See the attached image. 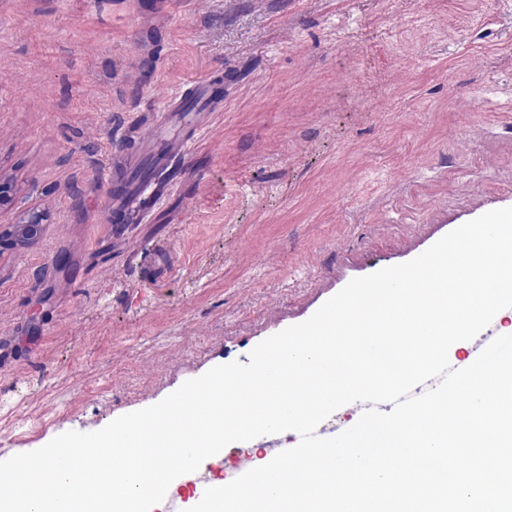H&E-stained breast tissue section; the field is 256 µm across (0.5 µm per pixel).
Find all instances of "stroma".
<instances>
[{"mask_svg":"<svg viewBox=\"0 0 512 512\" xmlns=\"http://www.w3.org/2000/svg\"><path fill=\"white\" fill-rule=\"evenodd\" d=\"M209 81L155 213L152 115ZM0 461L248 363L356 277L512 207V0H0ZM299 434L227 445L238 459ZM46 215L43 212H33L25 220L13 224L9 229L17 244L25 246L36 241L45 228Z\"/></svg>","mask_w":512,"mask_h":512,"instance_id":"35a3bbf8","label":"stroma"}]
</instances>
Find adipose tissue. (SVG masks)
<instances>
[{
	"mask_svg": "<svg viewBox=\"0 0 512 512\" xmlns=\"http://www.w3.org/2000/svg\"><path fill=\"white\" fill-rule=\"evenodd\" d=\"M157 417L139 415L125 420L120 426L94 439L84 441L76 451L91 483H99L100 473L105 469L112 454H119L126 463L125 474L129 489L119 501L120 512H139L141 505L151 504L152 512H171L176 488L167 485L159 495H150L149 490L158 481L156 472L147 478L137 476L142 463L159 451L176 447L186 451L199 447L200 425L197 416L183 414L173 419L172 437H164L156 424Z\"/></svg>",
	"mask_w": 512,
	"mask_h": 512,
	"instance_id": "adipose-tissue-1",
	"label": "adipose tissue"
}]
</instances>
